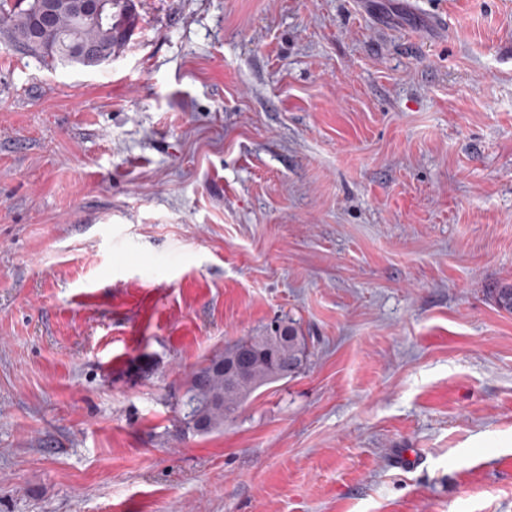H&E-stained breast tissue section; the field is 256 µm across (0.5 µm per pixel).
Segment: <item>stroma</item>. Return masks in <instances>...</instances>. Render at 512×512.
Masks as SVG:
<instances>
[{"label": "stroma", "mask_w": 512, "mask_h": 512, "mask_svg": "<svg viewBox=\"0 0 512 512\" xmlns=\"http://www.w3.org/2000/svg\"><path fill=\"white\" fill-rule=\"evenodd\" d=\"M136 8L98 67L0 33V512H512V0ZM247 339L254 353L239 350L236 357L224 362V355H234L238 344ZM309 349L306 337L293 320H274L261 333L245 336L213 354L193 369L184 381L178 397L180 416L178 430L186 434L207 435L220 432L224 423L235 418L239 408L261 387L296 376L306 365ZM224 368L236 376H247L232 382ZM197 422L201 432L191 427ZM180 424V425H178ZM204 424V427H203Z\"/></svg>", "instance_id": "35a3bbf8"}]
</instances>
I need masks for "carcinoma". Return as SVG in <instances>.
Returning a JSON list of instances; mask_svg holds the SVG:
<instances>
[{"instance_id":"obj_1","label":"carcinoma","mask_w":512,"mask_h":512,"mask_svg":"<svg viewBox=\"0 0 512 512\" xmlns=\"http://www.w3.org/2000/svg\"><path fill=\"white\" fill-rule=\"evenodd\" d=\"M75 0H54L52 37H44L41 6L28 0L27 6H8L0 0V29L9 40L28 53L66 64L91 66L81 49L90 45H110L120 52L137 27L134 0H112V18L101 23H81L72 5ZM495 306L512 313V285L488 289ZM254 353L248 361L247 376L235 382L224 373V356L234 355L233 343L203 360L184 381L177 400L181 414L176 419L183 434H196L191 423L204 424L201 434L224 430V423L235 418L239 408L261 387L296 376L306 365L309 349L306 337L294 321L274 320L261 333L247 337Z\"/></svg>"}]
</instances>
